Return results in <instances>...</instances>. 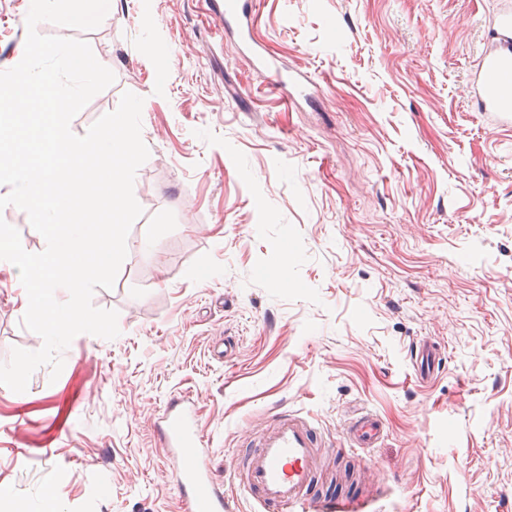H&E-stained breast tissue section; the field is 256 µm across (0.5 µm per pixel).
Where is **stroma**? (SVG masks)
Segmentation results:
<instances>
[{
	"label": "stroma",
	"mask_w": 512,
	"mask_h": 512,
	"mask_svg": "<svg viewBox=\"0 0 512 512\" xmlns=\"http://www.w3.org/2000/svg\"><path fill=\"white\" fill-rule=\"evenodd\" d=\"M29 0H0V64ZM500 0H257L252 34L324 95L294 102L226 42L207 0H115L83 31L115 75L73 118L82 135L123 92L144 98L142 208L113 288L120 334L82 333L58 379L0 385V512L48 487L55 512H178L154 428L199 398L216 477L246 429L291 407L352 464L368 512H512V128L477 112L469 78ZM0 269V363L42 339ZM219 336L239 341L211 357ZM422 337L448 370L419 386ZM368 410L388 435L348 448Z\"/></svg>",
	"instance_id": "obj_1"
}]
</instances>
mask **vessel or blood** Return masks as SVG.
<instances>
[{"mask_svg":"<svg viewBox=\"0 0 512 512\" xmlns=\"http://www.w3.org/2000/svg\"><path fill=\"white\" fill-rule=\"evenodd\" d=\"M255 0H214L213 11L225 33L251 55L255 66L272 81L295 94L311 86L307 72L275 67L251 34ZM492 39L470 88L479 112L493 124L512 127V0H502L490 27ZM409 361L420 384L440 376L446 355L441 344L426 338L412 342ZM155 428L171 464L182 512H230L223 482L216 479L205 439L199 403L193 394L169 397L160 408ZM344 436L348 447L376 448L386 436L380 419L370 412L355 415ZM327 444L313 419L297 410H279L252 435L250 449L240 456L234 483L257 512H362L361 497L316 495L315 486Z\"/></svg>","mask_w":512,"mask_h":512,"instance_id":"b4317fda","label":"vessel or blood"}]
</instances>
